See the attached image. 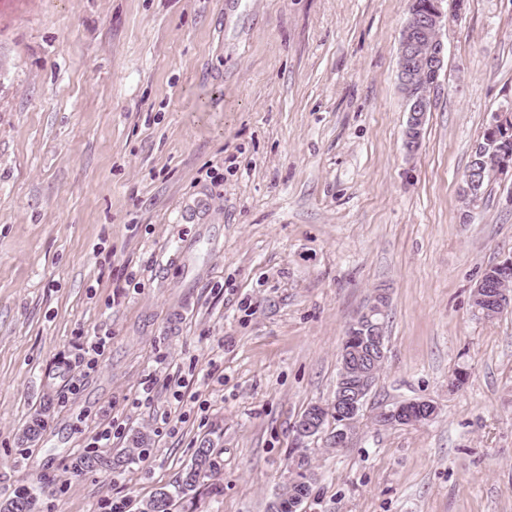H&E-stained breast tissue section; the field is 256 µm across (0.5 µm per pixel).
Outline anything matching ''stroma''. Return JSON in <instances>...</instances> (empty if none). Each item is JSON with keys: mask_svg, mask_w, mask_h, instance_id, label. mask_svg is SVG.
<instances>
[{"mask_svg": "<svg viewBox=\"0 0 512 512\" xmlns=\"http://www.w3.org/2000/svg\"><path fill=\"white\" fill-rule=\"evenodd\" d=\"M443 9L410 151L408 0H0V500L139 512L207 441L173 512H267L296 446L307 512H512V307L472 303L512 258V173L459 194L512 106V0ZM376 292L387 361L354 441L296 439ZM422 399L428 422L373 420ZM137 430L136 462L72 470ZM212 447L210 442L204 441L196 448L191 464L183 470L176 481L175 492L160 489L143 504L140 512H169L166 508L174 501L175 496L192 503L200 479L215 466Z\"/></svg>", "mask_w": 512, "mask_h": 512, "instance_id": "35a3bbf8", "label": "stroma"}]
</instances>
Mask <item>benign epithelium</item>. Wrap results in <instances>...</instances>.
<instances>
[{"mask_svg": "<svg viewBox=\"0 0 512 512\" xmlns=\"http://www.w3.org/2000/svg\"><path fill=\"white\" fill-rule=\"evenodd\" d=\"M445 15L441 0H433L431 8L423 13L408 8V17L402 29L398 61V80L408 107L405 130L406 146L415 149L420 140L426 115L431 111V91L418 86L419 69L425 68L434 77L445 65V45L441 37ZM386 296L374 295L358 320L369 327L366 341L345 351V357L336 382L333 399L328 403L333 417L325 420L316 412H303L294 431L299 439L326 434L332 446L345 448L352 440L363 407L378 380V369L384 365L383 323ZM437 406L428 400L403 402L382 408L374 415L377 425L384 427L409 426L434 418Z\"/></svg>", "mask_w": 512, "mask_h": 512, "instance_id": "1", "label": "benign epithelium"}]
</instances>
